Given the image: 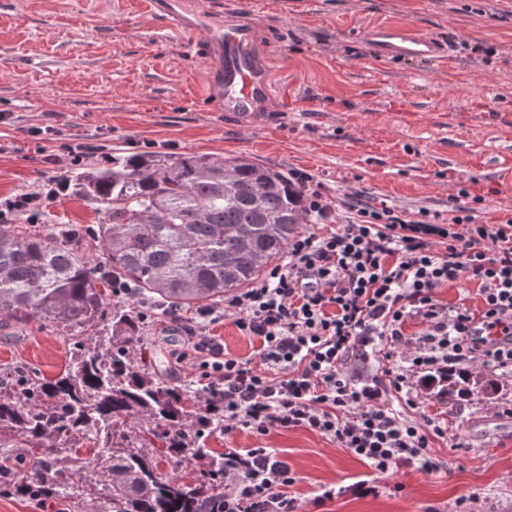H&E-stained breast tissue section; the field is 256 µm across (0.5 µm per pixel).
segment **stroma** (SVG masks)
Masks as SVG:
<instances>
[{
	"mask_svg": "<svg viewBox=\"0 0 512 512\" xmlns=\"http://www.w3.org/2000/svg\"><path fill=\"white\" fill-rule=\"evenodd\" d=\"M253 21L274 71L264 125L243 128L203 98L199 37L148 16L145 0H0V198L59 168L38 162L32 129L105 145L107 154L159 151L249 156L322 183L335 211L348 203L425 208L447 221L454 205L479 223L512 216V0H255ZM413 27L450 44L443 62L379 61L365 30ZM467 189V197L453 195ZM481 204H474V197ZM43 221L90 227L100 216L77 195L51 202ZM168 320L148 319L146 359L174 384L199 380L178 363ZM70 341L30 323L0 335V366L46 377L64 370ZM501 399L458 407L421 391L413 417L446 428L431 452L438 470L375 472L350 450L306 430L258 437L215 433L214 452L271 448L296 472L299 512H512V374ZM333 497H325V490Z\"/></svg>",
	"mask_w": 512,
	"mask_h": 512,
	"instance_id": "stroma-1",
	"label": "stroma"
}]
</instances>
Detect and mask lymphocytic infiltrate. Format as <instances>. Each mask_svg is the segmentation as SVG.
<instances>
[{"label":"lymphocytic infiltrate","mask_w":512,"mask_h":512,"mask_svg":"<svg viewBox=\"0 0 512 512\" xmlns=\"http://www.w3.org/2000/svg\"><path fill=\"white\" fill-rule=\"evenodd\" d=\"M293 177L309 185L307 210L324 229L295 235L282 262L184 326L207 379L200 396L223 400L228 435L305 429L379 473L402 464L433 472L430 442L445 430L407 416L419 400L411 375L469 365L512 373V217L478 224L463 208L441 225L424 210L358 204L337 225L324 186L301 170ZM63 190L53 178L0 199V222H38ZM464 278L478 281L479 308L437 300V288ZM219 314L258 339V365L225 354L209 329ZM410 320L421 326L413 339ZM296 481L272 449L228 451L224 512H297L288 493Z\"/></svg>","instance_id":"lymphocytic-infiltrate-1"}]
</instances>
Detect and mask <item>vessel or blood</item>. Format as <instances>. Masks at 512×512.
Listing matches in <instances>:
<instances>
[{
    "mask_svg": "<svg viewBox=\"0 0 512 512\" xmlns=\"http://www.w3.org/2000/svg\"><path fill=\"white\" fill-rule=\"evenodd\" d=\"M149 6L176 32L202 34L203 50L214 60L209 84L218 94L225 117L243 127L262 123L273 98L272 73L259 50L258 30L246 0H227L222 6L224 17L217 22L207 21L203 13L188 11L184 0H149ZM366 37L383 60L437 61L447 55L444 44L408 26H375Z\"/></svg>",
    "mask_w": 512,
    "mask_h": 512,
    "instance_id": "vessel-or-blood-1",
    "label": "vessel or blood"
}]
</instances>
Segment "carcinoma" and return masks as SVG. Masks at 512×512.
<instances>
[{"label": "carcinoma", "mask_w": 512, "mask_h": 512, "mask_svg": "<svg viewBox=\"0 0 512 512\" xmlns=\"http://www.w3.org/2000/svg\"><path fill=\"white\" fill-rule=\"evenodd\" d=\"M61 179L101 214L86 229L94 254L74 227L0 224V329L14 336L36 319L71 337L70 363L54 378L0 368V496L74 512H224V455L207 446L224 412L134 358L142 322L131 305L112 303L113 288L130 284L153 314L172 318L223 301L308 223L304 187L244 157L162 152L84 163ZM426 386L454 401L477 390L465 369ZM79 437L92 455L79 456ZM157 448L191 454L199 474L159 478Z\"/></svg>", "instance_id": "carcinoma-1"}]
</instances>
